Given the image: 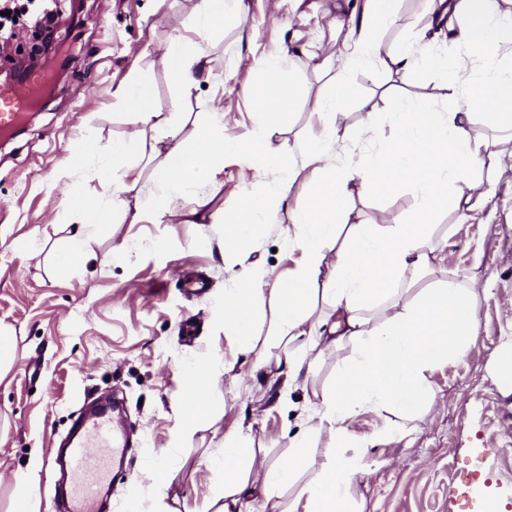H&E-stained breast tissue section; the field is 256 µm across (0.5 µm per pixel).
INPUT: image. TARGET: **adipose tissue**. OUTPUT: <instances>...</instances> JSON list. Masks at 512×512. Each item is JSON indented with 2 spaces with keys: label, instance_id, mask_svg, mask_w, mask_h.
Segmentation results:
<instances>
[{
  "label": "adipose tissue",
  "instance_id": "ef3b65f1",
  "mask_svg": "<svg viewBox=\"0 0 512 512\" xmlns=\"http://www.w3.org/2000/svg\"><path fill=\"white\" fill-rule=\"evenodd\" d=\"M431 2L450 40L471 53L470 65L407 44L380 57L378 35L394 23L398 0H364L352 28L355 48L346 54L345 67L364 68L379 60L404 81L421 70L441 73L447 97L456 106L438 112L408 99L387 98L386 116L366 113L360 126L361 137L377 144V151L363 154L352 166L332 163L325 153L327 142L340 134L337 115L355 96L344 74L335 75L328 94L313 104L325 124L323 136L297 149L274 143L271 129L262 123L248 140H225L220 112L195 125L189 144L176 142L171 113L155 105L152 74L132 69L120 86V97L134 108L142 128L169 135L168 141L150 145L151 152L164 155L152 173L158 191L146 202L159 217L174 215L176 202L205 185L225 154L257 160L279 172L275 184L240 194L234 214L224 222L225 253H241L258 225L276 221L296 170L311 169L315 183L308 201L290 216L292 224L306 230L300 241L304 263L285 278L261 266L241 273L224 291V325L245 337V352L263 360L267 349L256 336L259 326L268 324L271 335L285 344L290 384L300 377L304 362H317L345 341L354 349L352 357L337 361L335 388L322 397L306 433L293 440L287 462L268 465L258 460L250 430L225 436L222 456L215 462L224 478L222 502L215 512H235L242 498L257 493L268 501L280 497L307 469L311 440L324 430L331 440L325 462L301 490L304 512H356L352 489L366 464L363 454L352 450L350 424L367 409L414 419L427 392V373L475 340L479 285L471 277L431 281L441 260L432 237L438 214L449 210L460 219L470 218L481 209L488 188L506 173L500 138L475 134L473 125L474 111L480 108L497 128L512 129V59L500 54L503 40L512 39V8L506 7V0ZM189 3L197 40L173 37L162 55L172 83L186 92L209 71L201 41L223 28L228 13L242 9V0ZM263 68L268 88L252 96L253 110L288 111L297 96L296 82L278 60H264ZM473 86L477 98L461 101V94ZM132 146V141L116 140L99 156V193L68 197L78 223L66 247L53 256L58 268L85 262L92 231L112 223L116 211L125 208L126 194L140 180L130 161ZM116 171L123 172L122 182L113 180ZM458 182L465 188L456 193L452 187ZM400 185L417 194L412 216L382 213L351 223L353 195L385 196ZM319 300L327 310L316 317L312 308ZM302 337L309 344L304 361L292 349Z\"/></svg>",
  "mask_w": 512,
  "mask_h": 512
}]
</instances>
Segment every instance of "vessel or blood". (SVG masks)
<instances>
[{
	"label": "vessel or blood",
	"mask_w": 512,
	"mask_h": 512,
	"mask_svg": "<svg viewBox=\"0 0 512 512\" xmlns=\"http://www.w3.org/2000/svg\"><path fill=\"white\" fill-rule=\"evenodd\" d=\"M31 89L24 86H0V127L17 123L30 104ZM127 441L123 433L110 426L107 415H99L84 425L81 434L73 443L68 462L73 472L82 474L85 484L71 496L70 512H99L97 499L92 490L102 478V462L99 454L111 449L113 455L124 454Z\"/></svg>",
	"instance_id": "vessel-or-blood-1"
}]
</instances>
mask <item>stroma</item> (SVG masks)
Here are the masks:
<instances>
[{"instance_id":"35a3bbf8","label":"stroma","mask_w":512,"mask_h":512,"mask_svg":"<svg viewBox=\"0 0 512 512\" xmlns=\"http://www.w3.org/2000/svg\"><path fill=\"white\" fill-rule=\"evenodd\" d=\"M244 2L243 18L226 21L204 43L210 73L188 95L159 62L171 36L195 37L183 0H85L81 13L64 6L52 23L71 68L34 123L0 149V326L15 336L11 382L0 385V512H12L20 477L34 461L36 512H65L60 486L80 478L58 465L61 443L90 405L108 397L122 401L131 439L123 469H111L100 485L110 494L108 512H128L134 497L141 512H207L219 477L205 461L219 455L225 434L251 425L255 447L271 461H285L292 437L334 384L337 359L352 354L351 347L340 349L287 389L276 364L262 366L240 352L224 328V290L245 267L285 273L302 263V230L289 215L307 198V170L294 179L278 222L263 225L242 254H225L222 220L240 192L274 184L279 174L228 153L192 198L191 214L170 222L146 209L135 224L117 214L92 234L83 265L62 271L51 261L74 226L63 199L99 188L67 176L70 146L87 137L98 153L139 127L116 95L130 69L151 71L156 106L176 113L182 138L216 108L229 141L248 138L263 121L277 143L322 134L312 106L327 91L328 77L317 49L334 42L338 28H350L363 0ZM429 12V0H401L394 25L380 36V55L406 40L468 61L446 33L430 29ZM35 24L30 5L0 27L9 61L21 59ZM268 58L281 62L302 95L291 112L270 120L250 106ZM348 78L354 101L336 118L342 137L327 146L328 157L344 164L369 151L358 129L365 113L382 111V91L439 112L453 106L434 74L404 83L377 63ZM416 204L405 186L374 199L358 196L351 220L381 210L406 215ZM436 223L444 243L434 277L477 279L478 335L429 373L432 404L409 437L387 435L384 412L365 411L350 425L368 467L354 489L360 512H512V433L503 427L512 416V392L493 374L512 344V183L498 184L474 218L462 221L447 211ZM196 277L207 281L206 293L189 289ZM192 368L210 374L216 401L189 422L183 407ZM161 459L168 466L160 485L152 463Z\"/></svg>"}]
</instances>
